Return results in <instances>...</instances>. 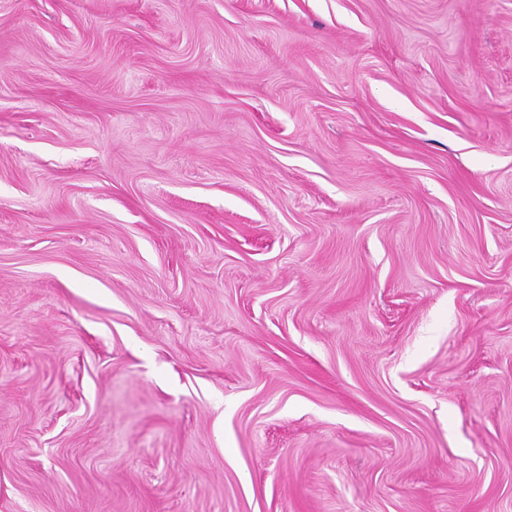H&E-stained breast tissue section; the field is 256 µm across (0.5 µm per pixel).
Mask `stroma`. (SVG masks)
Listing matches in <instances>:
<instances>
[{
    "mask_svg": "<svg viewBox=\"0 0 512 512\" xmlns=\"http://www.w3.org/2000/svg\"><path fill=\"white\" fill-rule=\"evenodd\" d=\"M0 512H512V0H0Z\"/></svg>",
    "mask_w": 512,
    "mask_h": 512,
    "instance_id": "1",
    "label": "stroma"
}]
</instances>
